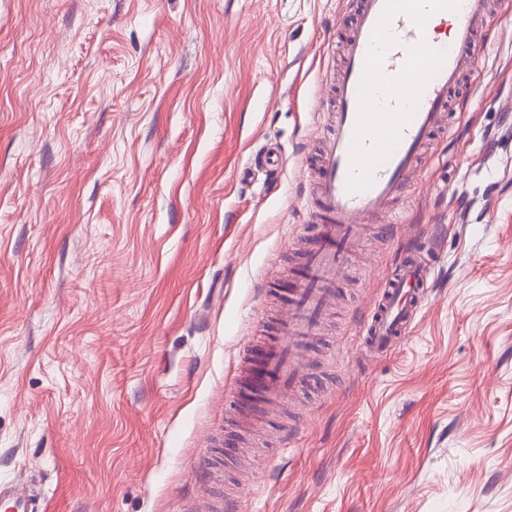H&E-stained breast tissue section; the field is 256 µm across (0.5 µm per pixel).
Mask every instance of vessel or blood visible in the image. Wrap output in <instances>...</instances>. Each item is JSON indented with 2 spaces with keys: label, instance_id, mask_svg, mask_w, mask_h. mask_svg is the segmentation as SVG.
I'll use <instances>...</instances> for the list:
<instances>
[{
  "label": "vessel or blood",
  "instance_id": "vessel-or-blood-1",
  "mask_svg": "<svg viewBox=\"0 0 512 512\" xmlns=\"http://www.w3.org/2000/svg\"><path fill=\"white\" fill-rule=\"evenodd\" d=\"M352 4L343 63L325 104L323 146L306 157L316 177L318 231L297 286L283 298L282 331L269 343L246 345L225 393L238 426L250 422L253 405L281 401L305 384L303 356L340 289L339 273L362 225L386 211L413 178L424 144L451 101L463 97V78L476 70L480 35L493 21L488 0ZM430 17L450 20L448 41L431 38ZM409 250L359 323L364 344L377 355L408 334L425 299L432 267L417 257L419 238ZM0 512H34L28 488L0 483Z\"/></svg>",
  "mask_w": 512,
  "mask_h": 512
}]
</instances>
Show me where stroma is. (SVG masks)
Listing matches in <instances>:
<instances>
[{
  "mask_svg": "<svg viewBox=\"0 0 512 512\" xmlns=\"http://www.w3.org/2000/svg\"><path fill=\"white\" fill-rule=\"evenodd\" d=\"M348 0H0V483L45 512H192L224 390L312 232L305 155ZM418 175L368 225L313 386L235 512H512V8ZM283 152L275 190L240 174ZM434 273L409 333L354 319L407 233Z\"/></svg>",
  "mask_w": 512,
  "mask_h": 512,
  "instance_id": "35a3bbf8",
  "label": "stroma"
}]
</instances>
